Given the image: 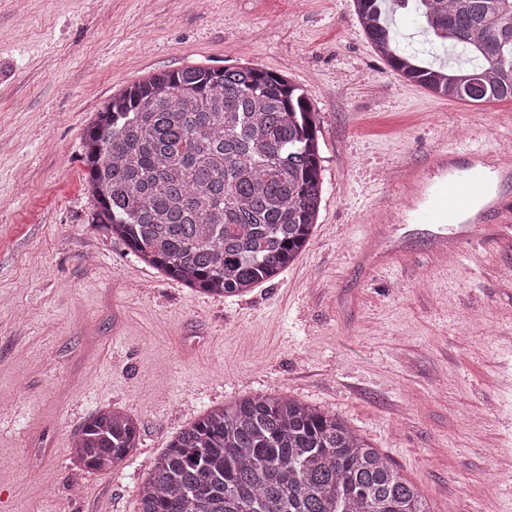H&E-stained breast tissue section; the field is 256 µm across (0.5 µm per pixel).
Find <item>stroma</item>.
Returning a JSON list of instances; mask_svg holds the SVG:
<instances>
[{
  "instance_id": "stroma-1",
  "label": "stroma",
  "mask_w": 512,
  "mask_h": 512,
  "mask_svg": "<svg viewBox=\"0 0 512 512\" xmlns=\"http://www.w3.org/2000/svg\"><path fill=\"white\" fill-rule=\"evenodd\" d=\"M248 64L308 89L324 195L308 244L241 297L186 287L93 224L83 131L151 74ZM512 142V101L433 96L391 71L353 0H0V512H138L137 491L207 409L284 395L343 418L431 512H512V241L444 264L404 215L358 250L403 162ZM140 423L109 473L68 448L98 410Z\"/></svg>"
}]
</instances>
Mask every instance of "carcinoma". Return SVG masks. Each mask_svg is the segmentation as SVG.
I'll list each match as a JSON object with an SVG mask.
<instances>
[{"instance_id": "obj_1", "label": "carcinoma", "mask_w": 512, "mask_h": 512, "mask_svg": "<svg viewBox=\"0 0 512 512\" xmlns=\"http://www.w3.org/2000/svg\"><path fill=\"white\" fill-rule=\"evenodd\" d=\"M375 50L407 81L470 103L512 100V0H353ZM416 22L436 66L389 18ZM311 94L245 65L186 66L125 87L84 133L94 223L187 287L240 297L308 243L323 197ZM140 424L105 408L69 449L110 472L139 448ZM138 512H430L428 496L339 416L276 395L210 408L153 462Z\"/></svg>"}]
</instances>
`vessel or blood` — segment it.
Returning a JSON list of instances; mask_svg holds the SVG:
<instances>
[{
	"instance_id": "1",
	"label": "vessel or blood",
	"mask_w": 512,
	"mask_h": 512,
	"mask_svg": "<svg viewBox=\"0 0 512 512\" xmlns=\"http://www.w3.org/2000/svg\"><path fill=\"white\" fill-rule=\"evenodd\" d=\"M472 168L453 169L449 154H440L436 164L442 179L428 193L423 206L414 207L413 218L420 224H458L453 234H437L435 242L445 254H459L466 245L485 238L486 222L498 210L492 196L493 182L512 174V157L496 151H475ZM422 177L416 165L399 169L394 178L397 187L415 195Z\"/></svg>"
}]
</instances>
